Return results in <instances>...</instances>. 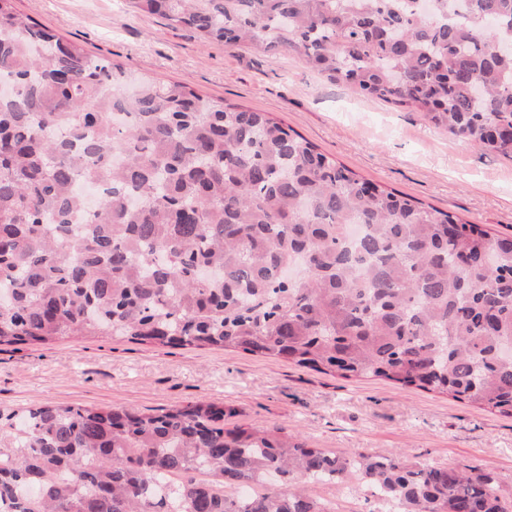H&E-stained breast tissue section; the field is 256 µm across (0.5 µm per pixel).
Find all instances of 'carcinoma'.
Segmentation results:
<instances>
[{"instance_id":"obj_1","label":"carcinoma","mask_w":512,"mask_h":512,"mask_svg":"<svg viewBox=\"0 0 512 512\" xmlns=\"http://www.w3.org/2000/svg\"><path fill=\"white\" fill-rule=\"evenodd\" d=\"M128 4L204 44L297 54L512 154V0ZM3 81L0 345L107 336L242 350L512 417V236L365 180L268 113L183 82L138 78L103 106L107 87L129 83L124 67L14 0H0ZM80 173L104 187L90 212ZM1 433L0 512H325L297 476L354 477L403 512H512L477 467L331 455L280 427L226 429L212 403L39 405L0 414Z\"/></svg>"}]
</instances>
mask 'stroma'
Wrapping results in <instances>:
<instances>
[{"instance_id":"obj_1","label":"stroma","mask_w":512,"mask_h":512,"mask_svg":"<svg viewBox=\"0 0 512 512\" xmlns=\"http://www.w3.org/2000/svg\"><path fill=\"white\" fill-rule=\"evenodd\" d=\"M18 11L134 75L188 83L203 97L266 112L360 177L512 234V157L487 156L409 108L329 82L294 54L201 43L188 27L124 0H15ZM222 405L224 425L282 427L333 455L365 451L494 475L512 500V418L375 378L344 380L275 357L154 347L106 336L0 345V412L34 404L159 413ZM335 512H387L346 485L307 483Z\"/></svg>"}]
</instances>
